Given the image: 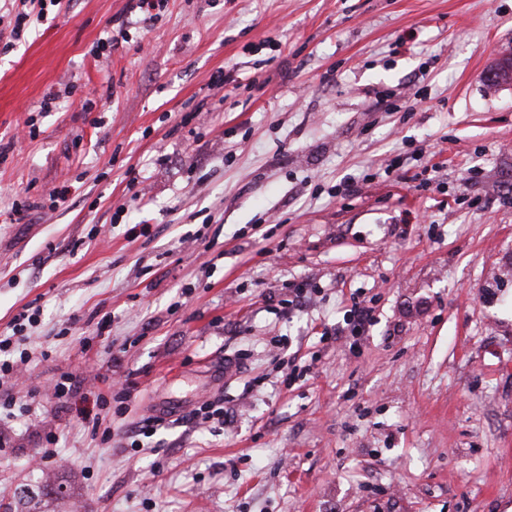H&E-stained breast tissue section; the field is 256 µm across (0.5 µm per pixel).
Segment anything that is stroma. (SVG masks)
Returning <instances> with one entry per match:
<instances>
[{
  "label": "stroma",
  "instance_id": "1",
  "mask_svg": "<svg viewBox=\"0 0 512 512\" xmlns=\"http://www.w3.org/2000/svg\"><path fill=\"white\" fill-rule=\"evenodd\" d=\"M125 5L0 55V336L35 314L0 502L512 512V0ZM167 0H127L126 14L130 16L135 15L137 20L134 24H140L142 27H147L157 18L159 12L166 7ZM158 12L153 13V11ZM373 320L372 308L362 302H354L349 310L347 324L352 336H360Z\"/></svg>",
  "mask_w": 512,
  "mask_h": 512
}]
</instances>
